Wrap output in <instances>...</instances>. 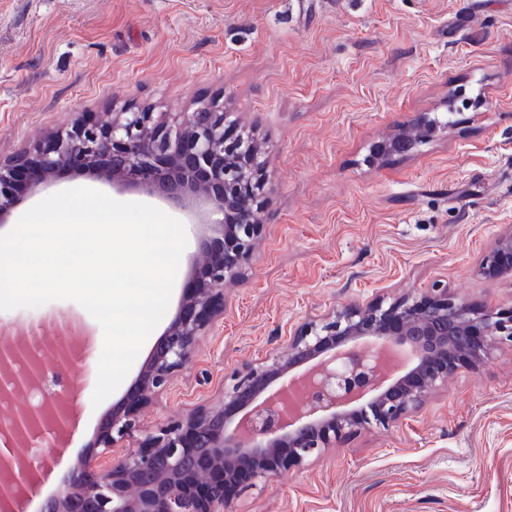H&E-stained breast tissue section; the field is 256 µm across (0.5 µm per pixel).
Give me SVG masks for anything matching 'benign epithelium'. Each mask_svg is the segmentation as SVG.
Segmentation results:
<instances>
[{"instance_id":"benign-epithelium-1","label":"benign epithelium","mask_w":512,"mask_h":512,"mask_svg":"<svg viewBox=\"0 0 512 512\" xmlns=\"http://www.w3.org/2000/svg\"><path fill=\"white\" fill-rule=\"evenodd\" d=\"M232 113L213 106L173 121L151 109L117 112L105 122H76L64 133L0 160V223L18 203L17 185L34 192L60 168L157 195L175 205L191 196L219 218L199 242L205 261L187 296L124 398L113 406L76 474L62 482L43 512H224L229 482L246 490L302 466L369 424L389 428L419 410L463 363L484 360L496 340L512 342V309L480 313L433 288L420 297L355 305L301 323L288 355L270 353L230 374L218 409L197 408L144 437L140 412L175 373L193 361L198 337L224 314L222 286L253 256L263 228L254 206L264 192L256 141L235 131ZM416 139L400 133L375 151L408 153ZM489 277L512 272V235L483 263ZM35 353L0 343V364ZM34 363L0 388L35 383ZM41 410L13 412L4 434L20 439ZM113 448H125L109 457Z\"/></svg>"}]
</instances>
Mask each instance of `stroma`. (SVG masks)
Returning <instances> with one entry per match:
<instances>
[{
	"label": "stroma",
	"instance_id": "stroma-1",
	"mask_svg": "<svg viewBox=\"0 0 512 512\" xmlns=\"http://www.w3.org/2000/svg\"><path fill=\"white\" fill-rule=\"evenodd\" d=\"M465 92L466 109L448 111ZM216 101L267 157L262 240L224 286V313L192 364L143 409L144 431L218 408L233 369L286 350L306 319L434 285L485 310L512 307V274L484 257L512 234V0H0V158L79 118L126 106L192 112ZM436 119L406 154L375 155L420 116ZM90 187L181 220L187 246L169 303L176 312L199 261L208 206L60 171L47 196ZM98 322L78 303L0 311V334L41 337L53 368L56 314ZM156 327L117 390L93 405L98 367L73 360L82 385L65 447L34 463L21 492L41 512L90 454L103 418L149 359ZM226 512H512V342L460 368L391 428L369 426L297 470L232 494Z\"/></svg>",
	"mask_w": 512,
	"mask_h": 512
}]
</instances>
